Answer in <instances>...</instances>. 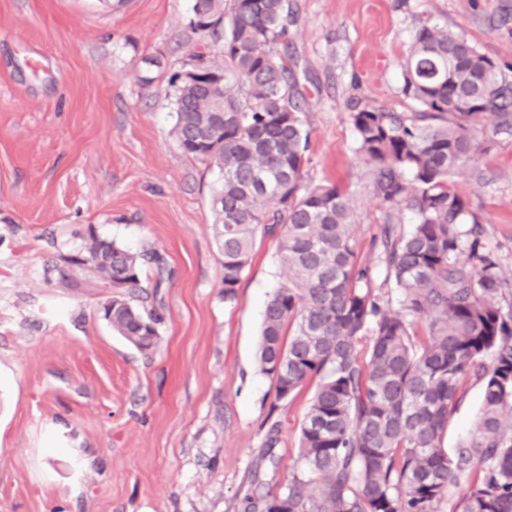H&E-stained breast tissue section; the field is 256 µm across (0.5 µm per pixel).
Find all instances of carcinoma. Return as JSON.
<instances>
[{"label": "carcinoma", "instance_id": "1", "mask_svg": "<svg viewBox=\"0 0 512 512\" xmlns=\"http://www.w3.org/2000/svg\"><path fill=\"white\" fill-rule=\"evenodd\" d=\"M192 11L194 27L222 43L224 65L201 52L191 80L171 77L173 132L185 154L217 171L211 229L224 301L237 297L256 236L277 237L284 281L265 308L257 363L280 401L316 382L299 467L263 500L265 512H438L463 477L468 493L450 512H512V291L476 214L449 186L480 151L479 121L512 128V81L464 34L425 23L402 72L414 111L352 106L373 194L413 214L406 231L386 224L373 242L394 311L357 264L346 193L305 183L310 133L288 40L291 0H193ZM68 262L125 289L104 319L139 352L154 351L163 317L138 300L143 266L160 270L162 257L93 235ZM471 374L483 384L480 414L449 450Z\"/></svg>", "mask_w": 512, "mask_h": 512}]
</instances>
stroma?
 <instances>
[{"mask_svg":"<svg viewBox=\"0 0 512 512\" xmlns=\"http://www.w3.org/2000/svg\"><path fill=\"white\" fill-rule=\"evenodd\" d=\"M305 77L308 184L350 197L372 288L387 214L356 152L349 104L410 112L401 65L423 22L463 33L512 80V0H291ZM192 0H0V512H244L298 467L311 389L280 401L256 361L282 282L278 241L257 239L234 302L210 224L215 173L173 133L169 78L209 46ZM151 73L154 81L139 78ZM482 149L451 179L512 282V133L478 126ZM134 252L164 321L144 355L112 332L118 291L68 264L91 236ZM446 447L473 428L483 387L465 379ZM278 440L267 447L270 421Z\"/></svg>","mask_w":512,"mask_h":512,"instance_id":"stroma-1","label":"stroma"}]
</instances>
